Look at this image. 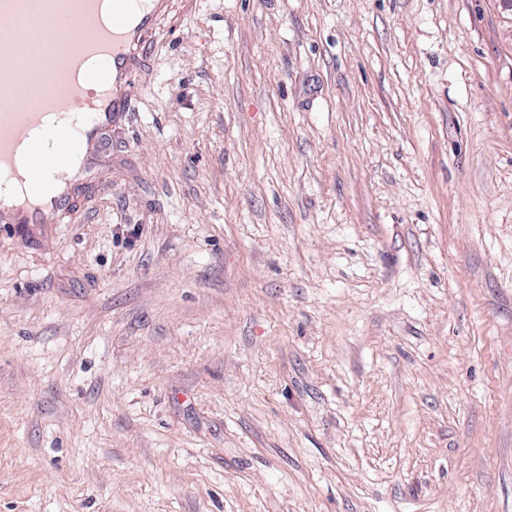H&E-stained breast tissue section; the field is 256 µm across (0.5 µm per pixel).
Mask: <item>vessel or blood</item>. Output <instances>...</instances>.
Returning <instances> with one entry per match:
<instances>
[{
	"mask_svg": "<svg viewBox=\"0 0 512 512\" xmlns=\"http://www.w3.org/2000/svg\"><path fill=\"white\" fill-rule=\"evenodd\" d=\"M167 0H0V231L51 228L135 94Z\"/></svg>",
	"mask_w": 512,
	"mask_h": 512,
	"instance_id": "obj_1",
	"label": "vessel or blood"
}]
</instances>
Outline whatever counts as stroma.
Returning a JSON list of instances; mask_svg holds the SVG:
<instances>
[{
	"label": "stroma",
	"mask_w": 512,
	"mask_h": 512,
	"mask_svg": "<svg viewBox=\"0 0 512 512\" xmlns=\"http://www.w3.org/2000/svg\"><path fill=\"white\" fill-rule=\"evenodd\" d=\"M135 77L0 233V512H512V0H169Z\"/></svg>",
	"instance_id": "35a3bbf8"
}]
</instances>
